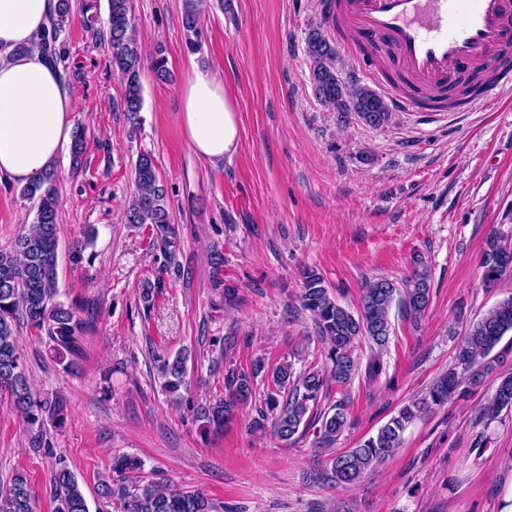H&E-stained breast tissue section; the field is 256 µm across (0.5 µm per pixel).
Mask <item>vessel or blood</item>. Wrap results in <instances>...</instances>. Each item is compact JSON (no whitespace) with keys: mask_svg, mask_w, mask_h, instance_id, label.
<instances>
[{"mask_svg":"<svg viewBox=\"0 0 512 512\" xmlns=\"http://www.w3.org/2000/svg\"><path fill=\"white\" fill-rule=\"evenodd\" d=\"M321 18L338 22L350 45L389 49L354 61L394 110L420 111L424 93H449L474 69L495 79L481 83L469 110L512 89V0H323ZM392 74L409 78L411 89L395 88Z\"/></svg>","mask_w":512,"mask_h":512,"instance_id":"obj_1","label":"vessel or blood"}]
</instances>
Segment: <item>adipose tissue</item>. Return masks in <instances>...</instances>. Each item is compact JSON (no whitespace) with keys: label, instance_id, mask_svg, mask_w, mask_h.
I'll list each match as a JSON object with an SVG mask.
<instances>
[{"label":"adipose tissue","instance_id":"ef3b65f1","mask_svg":"<svg viewBox=\"0 0 512 512\" xmlns=\"http://www.w3.org/2000/svg\"><path fill=\"white\" fill-rule=\"evenodd\" d=\"M51 0H0V175L28 182L71 139L75 104L59 69L39 53L16 54L48 24ZM181 127L191 149L222 162L241 143L234 98L212 73L192 71L179 85Z\"/></svg>","mask_w":512,"mask_h":512}]
</instances>
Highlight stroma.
Returning a JSON list of instances; mask_svg holds the SVG:
<instances>
[{"instance_id": "obj_1", "label": "stroma", "mask_w": 512, "mask_h": 512, "mask_svg": "<svg viewBox=\"0 0 512 512\" xmlns=\"http://www.w3.org/2000/svg\"><path fill=\"white\" fill-rule=\"evenodd\" d=\"M97 4V22L74 15L63 36V83L88 149L79 172L69 150L55 162L59 298L94 323L78 376L38 332L20 327L30 383L62 397L67 411L63 424H46L38 450L0 398V483L23 473L36 512H54L51 476L62 459L89 512H113L99 481L113 454L125 453L142 460L147 478L204 491L224 512H498L500 491L512 483V409L481 420L495 376L414 421L397 453L351 488L308 480L314 431L292 443L250 431V405L216 434L190 405L221 395L227 371L258 357L298 372L320 365L322 345L297 301L307 267L352 309L366 281L399 283L417 266L429 275L430 304L418 322L391 312L379 380L330 388V400H346L351 422L333 452L374 434L447 371L469 325L512 294V274L487 288L481 268L490 233L512 241V91L442 120L399 112L376 131L341 122L313 94L304 38L319 21V0H203L197 52L186 45L184 0H131L146 55L163 53L172 74L162 82L144 72L134 134L112 70L107 0ZM195 68L222 78L238 106L240 148L218 164L195 155L179 121L177 88ZM141 151L156 161L178 227L171 262L149 230L123 220ZM35 214L21 184L0 179V250ZM216 251L224 256L220 287L210 264ZM148 282L161 290L146 307L139 291ZM228 287L236 291L230 303ZM228 336L236 339L229 349ZM180 352L188 357L184 404L170 401L158 373Z\"/></svg>"}]
</instances>
